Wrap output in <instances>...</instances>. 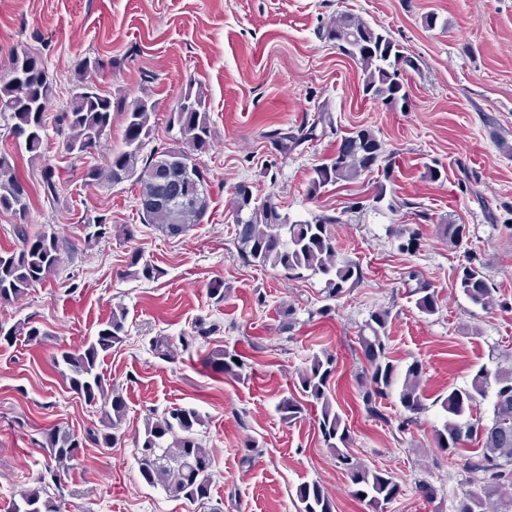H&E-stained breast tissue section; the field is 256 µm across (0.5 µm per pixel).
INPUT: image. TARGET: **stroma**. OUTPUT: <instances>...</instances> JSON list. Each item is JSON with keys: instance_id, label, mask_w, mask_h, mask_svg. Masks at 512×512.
<instances>
[{"instance_id": "stroma-1", "label": "stroma", "mask_w": 512, "mask_h": 512, "mask_svg": "<svg viewBox=\"0 0 512 512\" xmlns=\"http://www.w3.org/2000/svg\"><path fill=\"white\" fill-rule=\"evenodd\" d=\"M347 10L388 29L418 59V70L405 77L407 109L363 97L359 66L318 37L320 26ZM429 14L436 17L430 28L423 22ZM23 48L46 62L49 114L65 108L87 57L103 60L95 83L105 93L151 95V150L175 146L170 111L189 83H202L213 146L198 159L208 172V211L175 238L141 224L133 182L86 187L80 180L84 167L122 148L121 114L93 155L66 154L51 128L41 158L20 154L17 171L31 193L27 224L58 233L68 247L46 283L0 305V329L29 322L42 332L34 343L22 335L0 341V512L43 480L63 512H199L145 484L136 463L135 435L145 418L180 406L203 419L200 436L214 459L210 503L221 512H298L296 490L312 481L323 485L335 512H373L353 497L316 409L290 423L278 410L298 396L308 360L326 352L336 358L330 392L350 426L353 452L401 486L384 512H457L467 486L457 459L435 444L433 431L445 420L436 399L468 384L480 365L512 363V232L501 225L512 208V156L496 143L512 144V0H0V75ZM322 107L337 133L281 155L271 131L309 126ZM361 127L393 158L385 198L372 200L375 172L310 194L313 167ZM47 165L56 172L54 202L40 192ZM430 165L439 180L426 177ZM242 181L258 197L275 194L291 217L342 215L332 227L337 259L358 263L363 280L329 302L324 278L291 279L246 260L230 211ZM100 217L115 228L136 225L135 237L87 241L88 224ZM443 222L466 225L468 241L448 245L436 232ZM398 225L419 229L416 251L399 250L391 233ZM135 252L158 268L156 279L124 276ZM470 260L497 290L491 310L473 306L454 286ZM411 267L439 291L434 316L418 312L401 281ZM217 282L224 285L220 301L211 294ZM116 306L126 311L127 334L101 371L127 404L117 440L49 466L47 431L62 426L82 435L101 417L70 390L54 358L85 345ZM287 306L296 323L283 331L279 312ZM384 307L392 310L394 362L425 368L427 409L405 430L398 391L384 401L386 424L368 418L359 402V330ZM158 337L167 340L169 357L152 349ZM217 349L241 356L240 377L207 367ZM419 481L437 488L433 502L416 494Z\"/></svg>"}]
</instances>
